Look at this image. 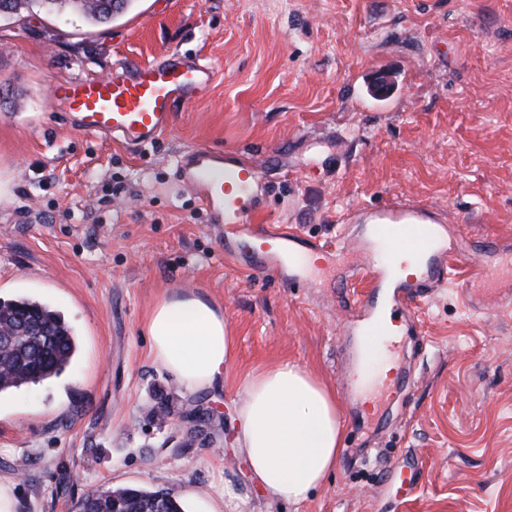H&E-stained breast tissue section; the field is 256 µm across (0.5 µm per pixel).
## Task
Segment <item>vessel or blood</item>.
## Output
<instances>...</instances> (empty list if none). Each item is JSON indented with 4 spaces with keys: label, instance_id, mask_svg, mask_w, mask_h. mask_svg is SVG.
Here are the masks:
<instances>
[{
    "label": "vessel or blood",
    "instance_id": "1",
    "mask_svg": "<svg viewBox=\"0 0 512 512\" xmlns=\"http://www.w3.org/2000/svg\"><path fill=\"white\" fill-rule=\"evenodd\" d=\"M213 78L211 67L200 60L171 54L104 77L58 85L54 97L79 132L112 135L143 147L172 129L175 105L194 100ZM179 170L183 187L206 206L214 228L223 230L225 257L291 287L311 282L299 249L303 234L295 229L279 232L260 220L265 204L257 190V167L239 161L231 151L194 147L182 155ZM355 214L362 227L355 240L339 237L317 251L333 257L351 246L365 255V262L350 271L367 287L352 300L356 320L347 332L357 337L363 354L381 346L392 352L410 304L449 284L453 253L444 242L447 221L399 196L377 209H356ZM472 266L481 286L462 289L463 302L472 309L511 307L512 290L491 279L482 261ZM389 308L401 312V319L387 321Z\"/></svg>",
    "mask_w": 512,
    "mask_h": 512
}]
</instances>
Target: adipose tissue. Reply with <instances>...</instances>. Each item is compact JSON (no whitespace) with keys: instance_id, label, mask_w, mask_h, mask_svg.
Wrapping results in <instances>:
<instances>
[{"instance_id":"adipose-tissue-1","label":"adipose tissue","mask_w":512,"mask_h":512,"mask_svg":"<svg viewBox=\"0 0 512 512\" xmlns=\"http://www.w3.org/2000/svg\"><path fill=\"white\" fill-rule=\"evenodd\" d=\"M150 349L190 391L224 372L231 336L221 309L182 293L164 296L146 321ZM336 395L293 363L253 371L236 410L235 445L260 491L277 502L305 501L335 469L342 446Z\"/></svg>"}]
</instances>
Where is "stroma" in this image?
Returning <instances> with one entry per match:
<instances>
[{"mask_svg": "<svg viewBox=\"0 0 512 512\" xmlns=\"http://www.w3.org/2000/svg\"><path fill=\"white\" fill-rule=\"evenodd\" d=\"M180 52L215 72L172 130L132 148L61 117L55 85ZM386 76L388 97L372 93ZM236 152L267 178L266 223L314 243L356 208L400 196L447 215L454 286L412 309L399 357L414 385L380 405L350 394L340 255L291 288L224 255L177 159ZM0 300L51 304L79 351L56 377L0 393V483L15 512H79L87 494L162 491L185 512H512V311H470V260L512 244V0H134L112 24L0 21ZM194 291L224 312L232 350L211 388L180 386L145 324ZM298 364L336 392L343 446L307 500L269 501L237 454L254 370ZM210 419L187 448L189 406ZM413 472L401 502L393 472ZM203 413H199L195 408L189 409L186 411L185 415H183V420L189 425L185 432L181 435L173 436L169 438L165 445L169 448H187L188 447V438L192 434L196 432V427L198 423L202 421Z\"/></svg>", "mask_w": 512, "mask_h": 512, "instance_id": "35a3bbf8", "label": "stroma"}]
</instances>
